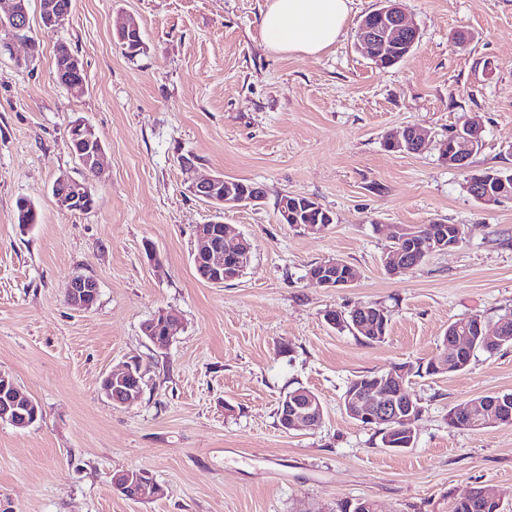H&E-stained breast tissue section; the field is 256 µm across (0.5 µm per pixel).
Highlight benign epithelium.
I'll return each mask as SVG.
<instances>
[{"mask_svg":"<svg viewBox=\"0 0 512 512\" xmlns=\"http://www.w3.org/2000/svg\"><path fill=\"white\" fill-rule=\"evenodd\" d=\"M28 10L25 0H4L3 12L0 13V26L17 34L28 28ZM419 42L417 28L409 23L399 6V0H378V6L372 11L371 17H363L355 30V44L367 51L375 64H381L386 56L396 52L399 56L407 55ZM452 137L459 145L454 156L440 151V158L452 164L455 169L465 172L473 144L481 138V127L475 122L465 119L456 127ZM389 146L395 152L404 153L407 148L415 145L422 147L426 142V134L416 129H408L403 136L387 137ZM104 148L101 143L88 144L81 158L82 164L95 171L101 170ZM469 194L485 205H496L509 200L512 195L500 191L491 193L479 179L467 177ZM53 196L58 208L62 211L79 210L80 184L76 181L61 179L54 183ZM191 192L209 204H219L218 212L237 209L245 206H257L264 199V193L255 187L247 186L238 179L226 178L221 175L200 179L191 186ZM195 236L197 247L192 253V260L198 273L206 278H218L225 282L238 278L237 270L224 269V254L239 252V245L228 242L227 225L221 220L211 224L196 226ZM391 238L402 244L419 240L427 245V250L439 252L451 251L463 242L461 230L453 236L442 228L427 227L421 233H413L403 225L394 227ZM343 262L328 259L320 262L316 269L308 273V278L325 288H343L350 285L353 278L336 275ZM68 304L81 310L91 309L98 298V285L90 277L71 279L65 287ZM473 327L488 342H496L502 336V327L496 326L492 333L485 332V318L480 313L471 316ZM444 351L436 358L435 366L441 371L448 370V350L457 352L468 350L467 343L459 336H452L443 341ZM135 361H127L112 370L103 379L102 387L106 395L116 404L131 405L140 400V388ZM406 371L388 374L370 393L363 394L356 390L346 395V415L364 426H382L384 424H400L415 428L419 418L413 415V400L408 398L398 403L391 395L395 387L402 385ZM458 408L467 416L484 419L491 418L496 422L512 417L507 406H498L482 400H467L458 404ZM39 403L23 394L12 377L0 372V424H9L15 428L32 426L39 418ZM323 419V408L318 397L306 392L299 399H289L282 404V428L287 431H301L317 428ZM113 487L124 497L140 501L147 497L157 499L164 495L163 486L145 469L131 468L116 471L112 476Z\"/></svg>","mask_w":512,"mask_h":512,"instance_id":"obj_1","label":"benign epithelium"}]
</instances>
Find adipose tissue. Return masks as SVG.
<instances>
[{"instance_id": "ef3b65f1", "label": "adipose tissue", "mask_w": 512, "mask_h": 512, "mask_svg": "<svg viewBox=\"0 0 512 512\" xmlns=\"http://www.w3.org/2000/svg\"><path fill=\"white\" fill-rule=\"evenodd\" d=\"M350 0H267L261 33L279 54L315 56L333 46L349 14Z\"/></svg>"}]
</instances>
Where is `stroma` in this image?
<instances>
[{
  "instance_id": "1",
  "label": "stroma",
  "mask_w": 512,
  "mask_h": 512,
  "mask_svg": "<svg viewBox=\"0 0 512 512\" xmlns=\"http://www.w3.org/2000/svg\"><path fill=\"white\" fill-rule=\"evenodd\" d=\"M265 0H73L45 26L29 4L25 38L0 49V372L38 401L26 429L0 424V507L6 512H332L368 498L383 512H452L470 486L492 487L512 512V425H448L454 405L512 391V347L476 352L467 369L413 377L423 413L413 447L384 448L378 427L343 411L348 383L437 357L450 322L512 306V200L476 202L437 141L467 117L482 124L470 167L512 170V0H400L419 30L414 50L381 69L354 31L377 0H351L335 45L283 55L263 43ZM143 49L117 39L126 18ZM79 58L84 84L55 78V53ZM83 120L100 137L105 172L69 148ZM423 128L419 153L385 138ZM205 175L260 184L264 200L225 211L251 262L223 284L192 262L195 227L214 209L189 190ZM85 182V213L61 211L52 185ZM316 199L333 224L311 235L282 223V196ZM27 198L40 222L21 230ZM460 224L456 249L390 276L392 224ZM358 272L327 289L311 264ZM98 283L88 311L65 300L76 276ZM360 304L386 311L371 342L324 320ZM167 312L183 328L164 349L143 324ZM137 360L140 401L102 389L113 366ZM297 387L320 397L313 430L288 432L279 402ZM143 468L165 489L135 502L112 474ZM344 262V261H343ZM342 261L338 259H328L320 262L319 264H313L308 269H313L314 266L318 264L315 270L309 271L308 278L312 281H315L317 284L321 285L325 288H343L348 285H350L353 281V278L348 277L345 275L342 278H339L336 275V271L342 267L344 264L345 266L343 269H349L352 271V273L355 272L354 268L347 264L346 262L343 263ZM355 274V273H354Z\"/></svg>"
}]
</instances>
